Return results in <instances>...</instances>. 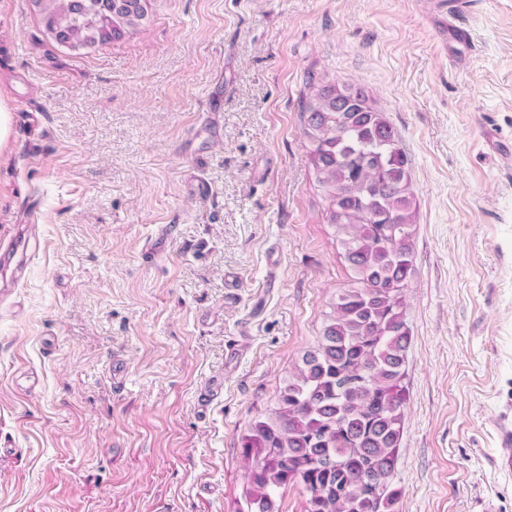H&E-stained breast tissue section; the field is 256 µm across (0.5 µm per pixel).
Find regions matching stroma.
I'll return each mask as SVG.
<instances>
[{"instance_id":"obj_1","label":"stroma","mask_w":512,"mask_h":512,"mask_svg":"<svg viewBox=\"0 0 512 512\" xmlns=\"http://www.w3.org/2000/svg\"><path fill=\"white\" fill-rule=\"evenodd\" d=\"M322 81L410 160L400 512H512V0H151L77 52L0 0V240L29 238L0 287V512H235L240 438L349 280L301 134Z\"/></svg>"}]
</instances>
